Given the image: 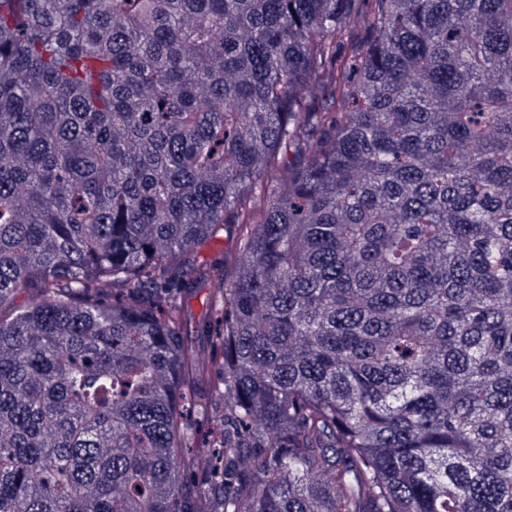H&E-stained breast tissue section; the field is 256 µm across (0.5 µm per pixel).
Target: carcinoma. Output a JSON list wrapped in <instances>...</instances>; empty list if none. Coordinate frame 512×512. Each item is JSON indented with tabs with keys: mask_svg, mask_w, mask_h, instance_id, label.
<instances>
[{
	"mask_svg": "<svg viewBox=\"0 0 512 512\" xmlns=\"http://www.w3.org/2000/svg\"><path fill=\"white\" fill-rule=\"evenodd\" d=\"M0 512H512V0H0ZM236 242L231 237L220 238L198 248L196 257L198 261L212 262L221 257L224 251L235 248Z\"/></svg>",
	"mask_w": 512,
	"mask_h": 512,
	"instance_id": "1",
	"label": "carcinoma"
}]
</instances>
